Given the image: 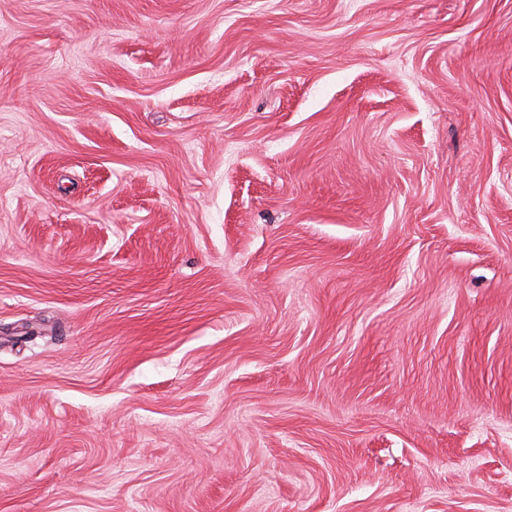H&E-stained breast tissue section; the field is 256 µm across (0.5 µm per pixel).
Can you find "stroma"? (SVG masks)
I'll use <instances>...</instances> for the list:
<instances>
[{
    "label": "stroma",
    "mask_w": 512,
    "mask_h": 512,
    "mask_svg": "<svg viewBox=\"0 0 512 512\" xmlns=\"http://www.w3.org/2000/svg\"><path fill=\"white\" fill-rule=\"evenodd\" d=\"M0 512H512V0H0Z\"/></svg>",
    "instance_id": "obj_1"
}]
</instances>
